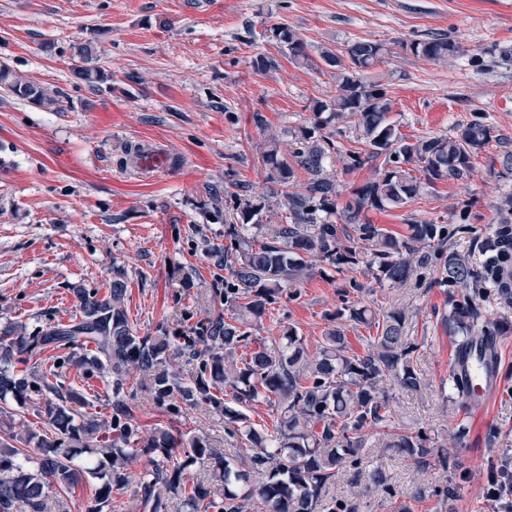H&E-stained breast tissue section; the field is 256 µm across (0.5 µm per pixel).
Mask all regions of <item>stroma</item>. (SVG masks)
<instances>
[{
  "mask_svg": "<svg viewBox=\"0 0 512 512\" xmlns=\"http://www.w3.org/2000/svg\"><path fill=\"white\" fill-rule=\"evenodd\" d=\"M274 26L292 29L314 55L361 39L385 45L371 76L385 84L402 135L449 136L478 115L512 136V62L475 63L512 49V0H0V64L58 100L46 108L0 89V325L34 331L68 320L75 286L102 288L118 273L141 332H177L204 315L216 286L206 248L223 244L238 184L270 196L267 221L280 223L286 197L262 162L268 136L289 142L291 130L309 125L313 103L336 94L331 69L291 60L271 37ZM432 33L465 54L437 63L401 47ZM85 40L112 74L94 89L73 73L71 46ZM263 57L272 65L261 71ZM155 144L178 158L176 171L151 177L131 165L128 147ZM496 154L491 145L474 155L466 182L423 191L404 208L369 210L366 221L402 233L407 219L440 222L468 200L476 228L495 223L512 193V175L495 172ZM347 277L362 284L372 309H404L405 336L418 347L425 385L393 390V425L425 431L430 448L460 454L466 466L452 504L436 496L417 503L412 494L429 473L387 451L390 490L365 495L361 512H397L403 503L413 512H497L487 490L494 465L512 458V304L487 309L509 328L498 339V389L467 411L441 391L453 348L443 323L448 291L433 269L382 288L364 266L342 275L318 263L298 282L300 298L265 318L262 335L290 325L316 353Z\"/></svg>",
  "mask_w": 512,
  "mask_h": 512,
  "instance_id": "stroma-1",
  "label": "stroma"
}]
</instances>
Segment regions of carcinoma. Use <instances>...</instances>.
<instances>
[{
  "label": "carcinoma",
  "mask_w": 512,
  "mask_h": 512,
  "mask_svg": "<svg viewBox=\"0 0 512 512\" xmlns=\"http://www.w3.org/2000/svg\"><path fill=\"white\" fill-rule=\"evenodd\" d=\"M290 58L316 65L308 44L287 27L271 29ZM402 48L431 61H446L464 52L446 34L412 40ZM388 50L361 40L339 53L319 54L334 70L336 96L317 101L310 125L291 133L296 148L284 155L281 139L269 137L265 163L277 173L286 193L288 216L282 224L262 221L263 201L234 206V222L224 229L226 246L209 249L213 266L227 272L224 287L213 289L217 301L186 330L160 336L140 335L126 305L128 283L112 278L107 292L76 286V313L67 322L46 324L35 333L16 323L0 327V412L13 402L38 406V432L0 440V512H47V501L61 502L85 479L98 481L95 505L88 512L112 508V493L134 488L148 512H161L162 498L181 502L184 512H359L367 490L388 489L385 463L378 458L366 472V484L342 502L329 489L345 467L362 462L366 430L382 429L384 447L395 449L416 467L428 469L432 449L421 432L399 431L391 424L387 387L421 389L415 369L416 348L404 336L402 309L378 313L361 300L346 299L362 290L351 279L343 284V307L330 317L318 356L310 360L296 328L285 326L278 337L259 335L269 306L297 300V276H310L318 261L341 272L364 265L376 283L393 288L406 283L420 267L437 270V284L448 289L450 311L444 325L453 337L454 357L498 363L496 337L505 334L489 317L486 304L512 303V194L499 205L497 223L486 232L470 222L471 203H458L450 222L413 221L397 237L369 224L370 209L404 208L426 188L463 181L472 171V154L491 142L497 159L512 170V137L496 133L481 116L457 127L452 137L410 138L388 120L391 100L385 85L366 71ZM77 77L96 88L112 80L99 65L92 42L74 46ZM0 88L47 106L57 100L35 83L0 66ZM342 168L353 172L369 164L372 177L347 186L326 174L327 150ZM417 171L421 176H413ZM474 235L477 255L451 249L459 234ZM348 320L376 334L361 337L364 352H354L345 328ZM185 357L194 373L184 379L171 359ZM84 377L108 378L112 396L103 413L82 388L58 383L68 365ZM448 387L468 399L467 379L448 364ZM145 390L170 416L184 417L201 405L224 419L225 432L250 443L236 454L211 446L192 431L162 426L146 429L137 418L136 395ZM266 402L279 413L270 429H259L246 409ZM444 488L430 483L416 491L421 500L432 492L452 498V476L464 472L460 455L437 459ZM194 465L202 475H190ZM512 497V462L495 470L487 497Z\"/></svg>",
  "instance_id": "carcinoma-1"
}]
</instances>
